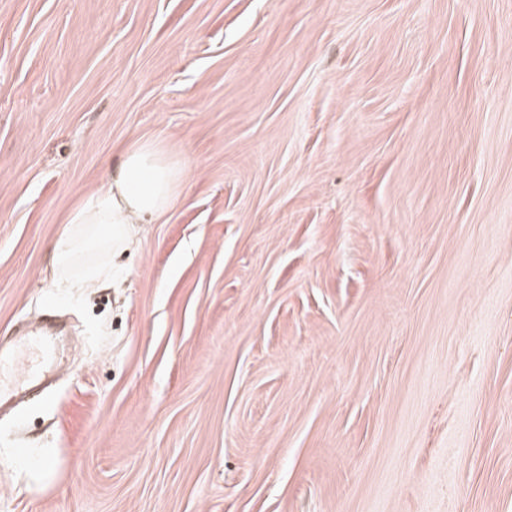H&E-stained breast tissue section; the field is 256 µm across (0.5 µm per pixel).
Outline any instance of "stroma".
Here are the masks:
<instances>
[{
	"label": "stroma",
	"mask_w": 512,
	"mask_h": 512,
	"mask_svg": "<svg viewBox=\"0 0 512 512\" xmlns=\"http://www.w3.org/2000/svg\"><path fill=\"white\" fill-rule=\"evenodd\" d=\"M188 175L51 245L129 143ZM0 512H512V0H0ZM186 174L160 143H130L107 187L70 211L69 227L53 245L55 268L77 288L108 273L109 267L101 262L76 267L86 257L133 243L137 224H152L169 209ZM46 333L42 328L33 329L31 331L21 333L18 336H14L12 340V347L6 356H4L3 348H2V340L0 342V374L2 370V374L7 367L10 368H18L17 356L18 353L21 352L22 348L26 347L32 343H39L42 346L46 347V354L49 353V349L52 350V347L48 341L47 336H44ZM22 380L12 381L10 384H2L0 378V406L18 395L21 392H34L40 388L41 370L40 366L26 369L21 368Z\"/></svg>",
	"instance_id": "35a3bbf8"
}]
</instances>
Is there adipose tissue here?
<instances>
[{
    "label": "adipose tissue",
    "instance_id": "ef3b65f1",
    "mask_svg": "<svg viewBox=\"0 0 512 512\" xmlns=\"http://www.w3.org/2000/svg\"><path fill=\"white\" fill-rule=\"evenodd\" d=\"M185 177V168L160 143H130L107 187L70 211L68 227L53 245L55 268L77 288L105 273L104 263L88 266L85 258L133 243L139 225L169 209Z\"/></svg>",
    "mask_w": 512,
    "mask_h": 512
}]
</instances>
